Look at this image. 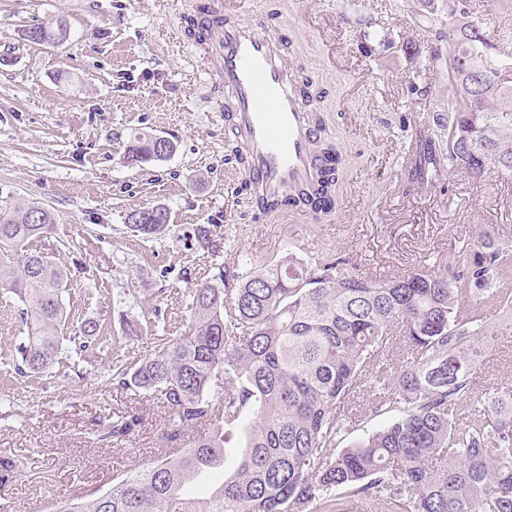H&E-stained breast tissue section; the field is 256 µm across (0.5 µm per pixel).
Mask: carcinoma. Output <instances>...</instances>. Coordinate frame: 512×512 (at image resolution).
Instances as JSON below:
<instances>
[{
	"label": "carcinoma",
	"mask_w": 512,
	"mask_h": 512,
	"mask_svg": "<svg viewBox=\"0 0 512 512\" xmlns=\"http://www.w3.org/2000/svg\"><path fill=\"white\" fill-rule=\"evenodd\" d=\"M484 45L472 44V28ZM42 43L68 31L62 19L40 23ZM446 107L415 129L409 190L426 192L444 172L480 181L490 171L512 176V86L504 78L485 85L469 103L465 72L493 62L500 51L488 27L448 0ZM460 144L444 152L448 140ZM333 165L313 186L280 204H335L343 155L327 138L319 144ZM128 162L160 160L153 135L128 137ZM128 223L146 238L163 233L166 208ZM54 213L39 205L0 206V288L21 304L25 329L14 345L21 374L48 372L62 350L66 271L32 248L55 228ZM512 268V248L485 231L478 243L448 263L398 275H370L344 255L300 262L288 255L256 264L236 288L226 273L193 289L187 330L133 364H115L112 384L135 395H154L182 430L197 435L148 467L116 472L112 484L59 501L54 512H346L374 500L388 512H512V414L501 411L499 388L477 395L473 379L485 356L488 325L477 312L498 293ZM100 331L88 322L69 337L75 352ZM370 394L366 414L342 404ZM401 416L345 447L363 416ZM139 418L113 414L99 438L129 435ZM239 428L240 449L224 446ZM235 458L232 473H215L203 498L184 494L216 457ZM20 471L0 458V487Z\"/></svg>",
	"instance_id": "1"
}]
</instances>
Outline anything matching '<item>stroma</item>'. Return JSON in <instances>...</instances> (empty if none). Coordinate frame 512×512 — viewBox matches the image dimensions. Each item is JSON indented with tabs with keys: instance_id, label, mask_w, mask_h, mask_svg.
I'll list each match as a JSON object with an SVG mask.
<instances>
[{
	"instance_id": "1",
	"label": "stroma",
	"mask_w": 512,
	"mask_h": 512,
	"mask_svg": "<svg viewBox=\"0 0 512 512\" xmlns=\"http://www.w3.org/2000/svg\"><path fill=\"white\" fill-rule=\"evenodd\" d=\"M430 0H251L250 19L289 26L291 55L311 73L348 160L332 218L293 215L258 221L237 193L236 165L225 163L224 122L216 90L192 64L184 20L197 0H0V204H35L56 217L41 241L68 273L65 334L84 323L100 332L86 352L63 349L52 372L30 377L15 367L19 305L0 290V457L21 461L0 512H52L83 488L108 487L116 470L148 465L192 434H175L157 399L113 386L112 363L135 362L161 339L182 335L190 294L219 268L243 257L308 260L342 252L366 272L384 275L447 262L464 243L492 230L512 246V177L475 182L452 173L428 192L406 187L400 172L406 123L440 111L438 90L448 26L445 0L434 23L420 20ZM64 18L65 42L19 37L37 22ZM372 45L371 55L358 50ZM416 44L418 61L403 46ZM430 86L420 100L410 83ZM167 137L165 160L128 164L131 131ZM164 206L168 230L144 239L128 215ZM209 225L219 252L203 249L194 230ZM151 319L139 338L116 342L119 313ZM512 391V319H492L476 392ZM137 410L140 427L119 443L99 440V419Z\"/></svg>"
}]
</instances>
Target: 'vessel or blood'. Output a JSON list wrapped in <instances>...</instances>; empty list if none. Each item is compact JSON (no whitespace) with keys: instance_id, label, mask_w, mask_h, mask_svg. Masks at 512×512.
Returning <instances> with one entry per match:
<instances>
[{"instance_id":"b4317fda","label":"vessel or blood","mask_w":512,"mask_h":512,"mask_svg":"<svg viewBox=\"0 0 512 512\" xmlns=\"http://www.w3.org/2000/svg\"><path fill=\"white\" fill-rule=\"evenodd\" d=\"M193 20L198 72L218 91L216 109L243 153L253 206L316 183L327 161L308 105L313 82L281 33L224 0H200Z\"/></svg>"}]
</instances>
